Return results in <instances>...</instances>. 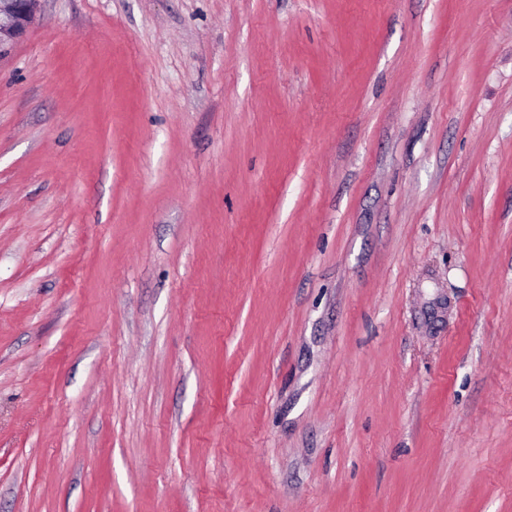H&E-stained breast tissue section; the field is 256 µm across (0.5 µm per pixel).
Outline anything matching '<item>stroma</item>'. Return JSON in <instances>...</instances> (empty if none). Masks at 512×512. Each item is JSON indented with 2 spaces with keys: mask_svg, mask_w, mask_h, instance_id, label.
I'll return each instance as SVG.
<instances>
[{
  "mask_svg": "<svg viewBox=\"0 0 512 512\" xmlns=\"http://www.w3.org/2000/svg\"><path fill=\"white\" fill-rule=\"evenodd\" d=\"M0 512H512V0H40Z\"/></svg>",
  "mask_w": 512,
  "mask_h": 512,
  "instance_id": "1",
  "label": "stroma"
}]
</instances>
